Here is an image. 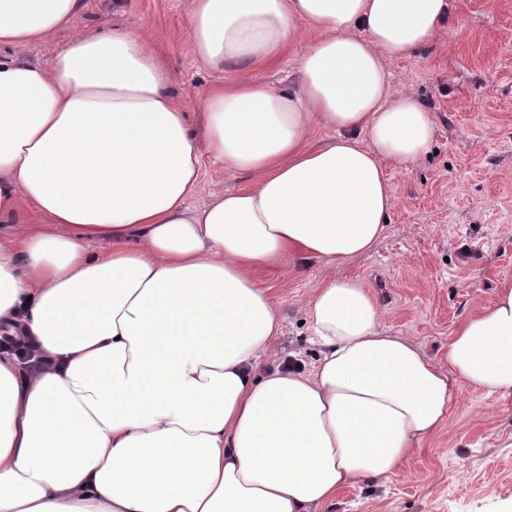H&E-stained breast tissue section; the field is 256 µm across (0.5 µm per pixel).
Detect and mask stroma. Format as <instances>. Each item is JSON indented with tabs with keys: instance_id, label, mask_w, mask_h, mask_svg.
I'll return each instance as SVG.
<instances>
[{
	"instance_id": "stroma-1",
	"label": "stroma",
	"mask_w": 512,
	"mask_h": 512,
	"mask_svg": "<svg viewBox=\"0 0 512 512\" xmlns=\"http://www.w3.org/2000/svg\"><path fill=\"white\" fill-rule=\"evenodd\" d=\"M82 8L39 44L10 54L51 66L73 37L115 27L149 40L178 86L195 129L212 88L232 71L212 70L187 49L191 0H82ZM313 41L303 35L252 75L278 91L297 88L298 65ZM393 90L407 89L432 112L430 152L389 175L395 205L373 251L345 266L384 309L388 330L439 359L461 320L492 302L512 280V0H455L444 37L388 66ZM251 178L205 162L201 207ZM322 262L260 271L279 312L280 358L313 365L305 303L330 274ZM317 512H512V394L458 391L443 428L423 440L403 470L342 488Z\"/></svg>"
}]
</instances>
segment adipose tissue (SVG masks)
<instances>
[{
	"label": "adipose tissue",
	"instance_id": "obj_1",
	"mask_svg": "<svg viewBox=\"0 0 512 512\" xmlns=\"http://www.w3.org/2000/svg\"><path fill=\"white\" fill-rule=\"evenodd\" d=\"M452 7L192 0L189 51L236 71L204 103L203 154L131 30L76 36L48 68L0 54V335L35 351L0 354V512H313L407 466L455 387L512 393V282L435 361L344 271L382 236L388 167L434 138L387 65ZM80 8L0 0V46L49 41ZM308 31L297 91L252 77ZM317 126L335 137L312 143ZM207 157L252 184L192 211ZM287 258L332 267L306 302L319 357L264 372L281 321L255 273Z\"/></svg>",
	"mask_w": 512,
	"mask_h": 512
}]
</instances>
